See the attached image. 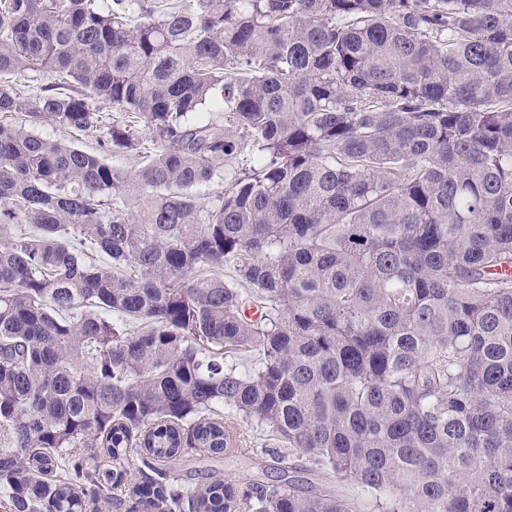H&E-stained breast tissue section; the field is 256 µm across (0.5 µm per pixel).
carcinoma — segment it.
<instances>
[{
    "instance_id": "cac0c4a2",
    "label": "carcinoma",
    "mask_w": 512,
    "mask_h": 512,
    "mask_svg": "<svg viewBox=\"0 0 512 512\" xmlns=\"http://www.w3.org/2000/svg\"><path fill=\"white\" fill-rule=\"evenodd\" d=\"M0 114V512H512V0H0ZM36 131L54 140H59L64 143H72L81 146L87 150L95 151L104 155L108 162L112 164L122 165L126 168H131L137 165V157L128 156H112V153L107 150L103 145L104 137L102 131L90 130L82 133H74L59 126L52 120H44L36 126ZM240 424L239 428L243 430L246 440L243 448H249V451L247 453L210 455L204 451L192 450L180 461L178 475L182 484L192 488L219 480L243 483L255 478L268 482L275 479L273 477L278 475V470L271 468L278 466L276 463L278 455L287 454L288 450L278 448L276 445L265 447V442L260 440L259 436L256 439L255 433L251 431L250 427L245 423ZM262 468L268 472L269 476L262 474Z\"/></svg>"
}]
</instances>
